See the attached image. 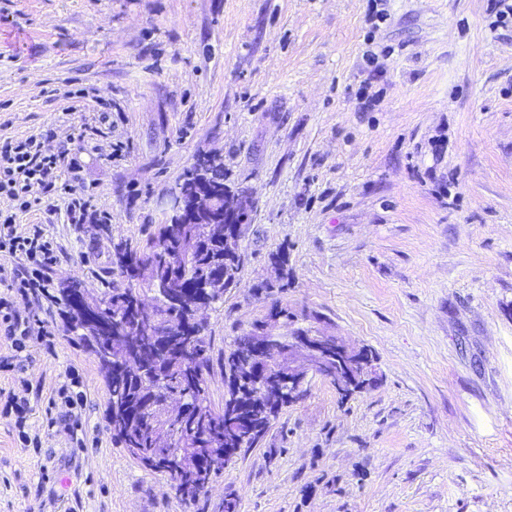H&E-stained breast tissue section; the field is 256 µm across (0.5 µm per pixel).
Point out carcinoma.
Here are the masks:
<instances>
[{
    "mask_svg": "<svg viewBox=\"0 0 512 512\" xmlns=\"http://www.w3.org/2000/svg\"><path fill=\"white\" fill-rule=\"evenodd\" d=\"M222 192L250 203L243 190H234L225 182L223 163L210 157L196 158L179 189L200 180ZM241 231L231 224H160L152 238L143 245L118 244L112 251V271L122 273L133 265L149 271L148 278L138 275L125 288H114L92 300L96 307L112 310V335L95 336L82 320L73 328L79 342L92 355L112 350V360L102 361L108 385V408L112 438L126 448L130 456L144 462L143 469L165 474L177 495L193 503L205 493V483L216 470L207 459L196 456L215 448L224 449V462L241 458L264 440L272 423L286 408L295 404L304 390L288 391L264 377L243 369L242 360L254 333L236 337L224 352V406L232 412L213 409L210 401V340L204 328L187 325L176 340L181 352H169L165 342L193 317L197 304L214 306L224 301L226 291L239 284L244 264L240 245ZM172 275L180 284L179 299L160 304L161 317L154 329L157 336H130L133 305L147 291L169 295L156 282ZM276 315L282 320V343L296 333V320L288 308ZM178 396L183 407L172 414L158 406L160 400Z\"/></svg>",
    "mask_w": 512,
    "mask_h": 512,
    "instance_id": "1",
    "label": "carcinoma"
}]
</instances>
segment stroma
<instances>
[{
	"label": "stroma",
	"instance_id": "obj_1",
	"mask_svg": "<svg viewBox=\"0 0 512 512\" xmlns=\"http://www.w3.org/2000/svg\"><path fill=\"white\" fill-rule=\"evenodd\" d=\"M384 8L375 26L368 0H0V137L53 125L44 152L68 146L109 217L71 223L63 197L18 214L58 251L48 287H122L113 245L145 243L210 154L251 200L239 284L199 314L212 405L232 339L281 334L276 304L322 315L379 375L344 406L309 378L188 505L113 443L105 375L58 308L17 303L31 339L0 392L28 399L39 444L0 414V512H221L229 493L240 512H512V24L496 0ZM282 247L288 290L258 292ZM74 370L77 437L57 403Z\"/></svg>",
	"mask_w": 512,
	"mask_h": 512
}]
</instances>
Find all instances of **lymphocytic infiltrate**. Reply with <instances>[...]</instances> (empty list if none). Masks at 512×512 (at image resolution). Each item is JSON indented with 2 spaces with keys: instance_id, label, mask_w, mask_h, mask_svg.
<instances>
[{
  "instance_id": "obj_1",
  "label": "lymphocytic infiltrate",
  "mask_w": 512,
  "mask_h": 512,
  "mask_svg": "<svg viewBox=\"0 0 512 512\" xmlns=\"http://www.w3.org/2000/svg\"><path fill=\"white\" fill-rule=\"evenodd\" d=\"M53 128L24 138L0 140V198L11 202L9 210H0V252L18 259L8 286L9 296L0 297V334L15 352L25 351L30 340L27 319L15 310L16 300L28 301L47 297V271L57 261L56 251L37 224L20 227L18 213L40 209L42 199L55 193L68 195L67 211L72 223H83L92 208L88 198L77 194L80 180L77 158L68 152L47 154L43 141L53 136ZM67 169L68 180H61L60 169ZM40 186L42 197L31 196L32 186Z\"/></svg>"
}]
</instances>
